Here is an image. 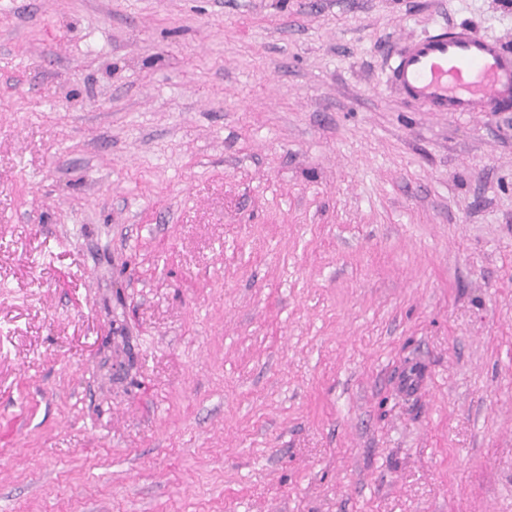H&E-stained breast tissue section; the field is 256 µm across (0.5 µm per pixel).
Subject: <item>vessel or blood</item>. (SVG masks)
I'll return each instance as SVG.
<instances>
[{"mask_svg":"<svg viewBox=\"0 0 512 512\" xmlns=\"http://www.w3.org/2000/svg\"><path fill=\"white\" fill-rule=\"evenodd\" d=\"M389 80L434 112L512 110V50L465 26L409 42L395 53Z\"/></svg>","mask_w":512,"mask_h":512,"instance_id":"obj_1","label":"vessel or blood"}]
</instances>
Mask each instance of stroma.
Instances as JSON below:
<instances>
[{"label":"stroma","mask_w":512,"mask_h":512,"mask_svg":"<svg viewBox=\"0 0 512 512\" xmlns=\"http://www.w3.org/2000/svg\"><path fill=\"white\" fill-rule=\"evenodd\" d=\"M458 25L0 0V512H512V111L388 80Z\"/></svg>","instance_id":"stroma-1"}]
</instances>
